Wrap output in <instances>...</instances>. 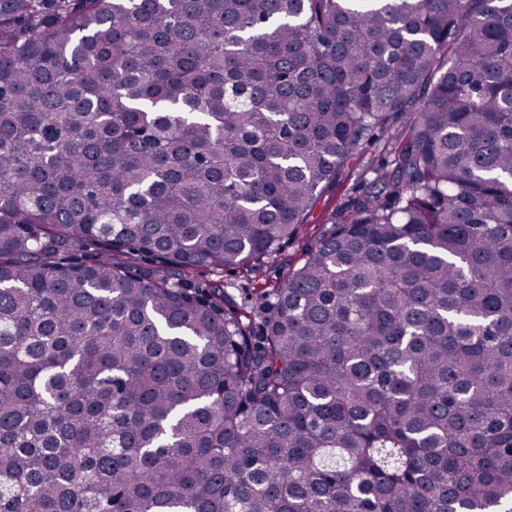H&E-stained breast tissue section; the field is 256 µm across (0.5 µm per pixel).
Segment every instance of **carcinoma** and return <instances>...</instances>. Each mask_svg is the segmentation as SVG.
Wrapping results in <instances>:
<instances>
[{
  "mask_svg": "<svg viewBox=\"0 0 512 512\" xmlns=\"http://www.w3.org/2000/svg\"><path fill=\"white\" fill-rule=\"evenodd\" d=\"M0 512H512V0H0ZM383 144H376L370 147L363 154L353 159L343 175L336 184L329 187L322 195L320 200L314 206L312 212L307 217L306 224L316 226V228H326L330 214L336 208L346 204L355 190L362 191L365 187L358 180V175L371 163V161L381 153Z\"/></svg>",
  "mask_w": 512,
  "mask_h": 512,
  "instance_id": "cac0c4a2",
  "label": "carcinoma"
}]
</instances>
